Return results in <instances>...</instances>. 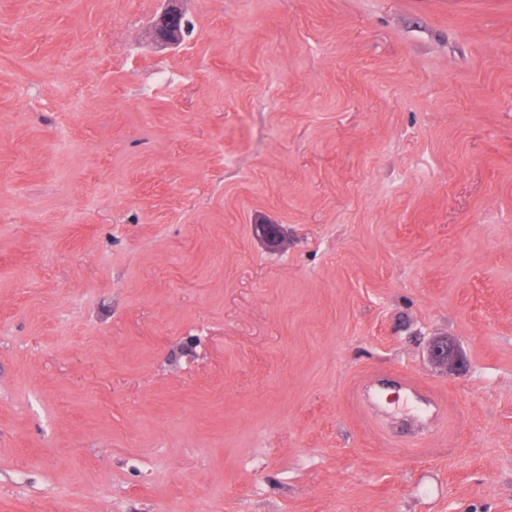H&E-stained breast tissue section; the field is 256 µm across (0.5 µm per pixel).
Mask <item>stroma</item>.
<instances>
[{"instance_id":"1","label":"stroma","mask_w":512,"mask_h":512,"mask_svg":"<svg viewBox=\"0 0 512 512\" xmlns=\"http://www.w3.org/2000/svg\"><path fill=\"white\" fill-rule=\"evenodd\" d=\"M163 7L0 0V512H512V0ZM167 2L168 6L160 16L159 22L155 26L154 34L156 40L162 44H176L183 37L179 28L185 30L188 21L177 5L178 0H168ZM430 356L433 364L447 373H455L460 366L458 349L448 343V340H436L430 349ZM384 379V374L379 373L374 380H368L359 384L352 392V403L367 417H374L388 423V414L385 408L376 401L377 385ZM402 386L403 394L407 400L421 404L426 408V415L423 419L404 426V430L410 434H422L441 424L447 417V407L444 402L433 397L419 380L410 375L398 377Z\"/></svg>"}]
</instances>
